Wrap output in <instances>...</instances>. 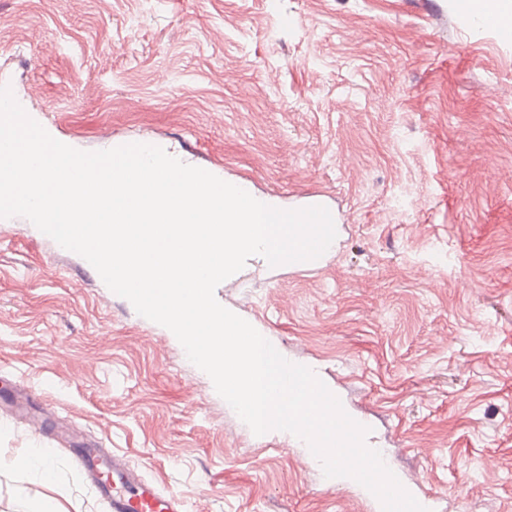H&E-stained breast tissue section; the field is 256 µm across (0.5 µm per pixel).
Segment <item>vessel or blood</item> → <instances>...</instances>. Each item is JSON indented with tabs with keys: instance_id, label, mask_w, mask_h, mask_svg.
I'll return each instance as SVG.
<instances>
[{
	"instance_id": "1",
	"label": "vessel or blood",
	"mask_w": 512,
	"mask_h": 512,
	"mask_svg": "<svg viewBox=\"0 0 512 512\" xmlns=\"http://www.w3.org/2000/svg\"><path fill=\"white\" fill-rule=\"evenodd\" d=\"M74 455L111 512H186L180 495L159 488L125 457L87 440Z\"/></svg>"
}]
</instances>
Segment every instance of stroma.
Instances as JSON below:
<instances>
[{
	"instance_id": "obj_1",
	"label": "stroma",
	"mask_w": 512,
	"mask_h": 512,
	"mask_svg": "<svg viewBox=\"0 0 512 512\" xmlns=\"http://www.w3.org/2000/svg\"><path fill=\"white\" fill-rule=\"evenodd\" d=\"M83 151L150 142L283 209L335 214L315 266L217 288L370 429L428 512H512V41L448 0H0V86ZM0 512H110L78 435L186 512H377L255 435L170 330L28 219H0ZM52 451L54 483L14 461Z\"/></svg>"
}]
</instances>
